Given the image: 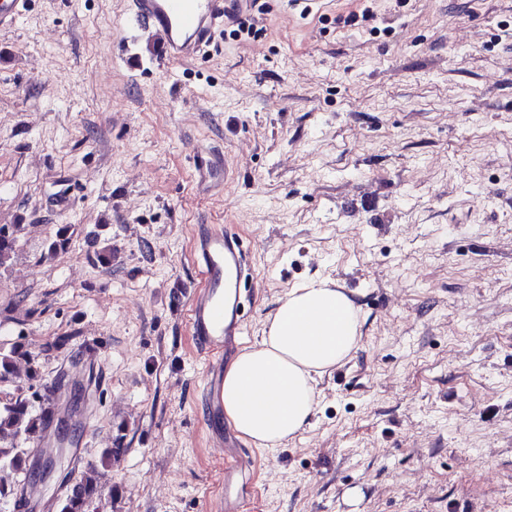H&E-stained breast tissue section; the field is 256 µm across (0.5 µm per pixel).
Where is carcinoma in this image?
<instances>
[{
  "label": "carcinoma",
  "instance_id": "cac0c4a2",
  "mask_svg": "<svg viewBox=\"0 0 512 512\" xmlns=\"http://www.w3.org/2000/svg\"><path fill=\"white\" fill-rule=\"evenodd\" d=\"M22 225L12 224L7 232H0V268L9 265L15 254ZM27 360L28 393L0 396V470L27 475L31 466L30 451L25 445L39 437L54 420V409L46 395L41 393V366L27 345L14 342L0 346V386L13 382L15 361ZM125 452L122 436H117L116 445L101 449L100 466L107 468ZM97 466H92V475L77 481L59 504V512H91L93 502L102 495Z\"/></svg>",
  "mask_w": 512,
  "mask_h": 512
}]
</instances>
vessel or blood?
I'll return each mask as SVG.
<instances>
[{"label":"vessel or blood","mask_w":512,"mask_h":512,"mask_svg":"<svg viewBox=\"0 0 512 512\" xmlns=\"http://www.w3.org/2000/svg\"><path fill=\"white\" fill-rule=\"evenodd\" d=\"M28 0H0V28L10 27L24 14ZM224 0H131L126 20L152 32L164 57L185 61L202 56L214 30L224 23ZM203 287L190 298V331L209 353L204 372L206 402L202 422L212 438L222 440L229 453L224 469L225 512H242L243 501L234 499L232 477L250 466L232 449L224 433V355L233 350L245 322L238 307H225L224 291L238 287L246 274V252L240 236L220 225L202 224L196 242Z\"/></svg>","instance_id":"b4317fda"}]
</instances>
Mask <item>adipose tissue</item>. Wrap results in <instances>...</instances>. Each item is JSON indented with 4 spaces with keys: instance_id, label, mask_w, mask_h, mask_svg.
Returning a JSON list of instances; mask_svg holds the SVG:
<instances>
[{
    "instance_id": "obj_1",
    "label": "adipose tissue",
    "mask_w": 512,
    "mask_h": 512,
    "mask_svg": "<svg viewBox=\"0 0 512 512\" xmlns=\"http://www.w3.org/2000/svg\"><path fill=\"white\" fill-rule=\"evenodd\" d=\"M360 339V317L344 289L322 280L291 289L268 315L260 342L226 367L225 420L254 447L281 446L308 425L319 380Z\"/></svg>"
}]
</instances>
